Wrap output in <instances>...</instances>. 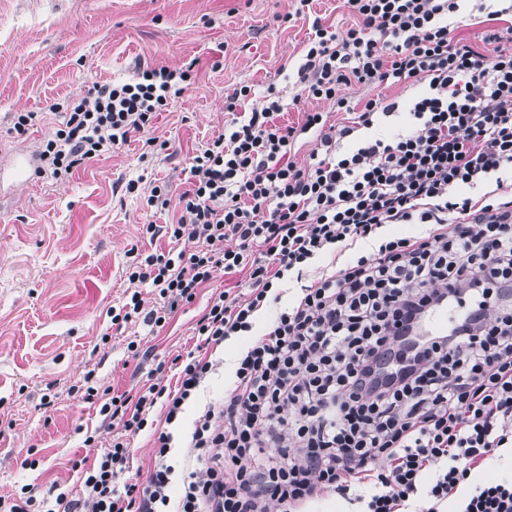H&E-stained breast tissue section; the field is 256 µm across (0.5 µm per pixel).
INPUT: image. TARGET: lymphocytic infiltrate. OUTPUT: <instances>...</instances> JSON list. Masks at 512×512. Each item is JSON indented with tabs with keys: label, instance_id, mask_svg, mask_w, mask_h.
<instances>
[{
	"label": "lymphocytic infiltrate",
	"instance_id": "obj_1",
	"mask_svg": "<svg viewBox=\"0 0 512 512\" xmlns=\"http://www.w3.org/2000/svg\"><path fill=\"white\" fill-rule=\"evenodd\" d=\"M348 2L344 30L313 20L294 75L301 95L335 102L343 121L307 112L277 124L284 107L273 97L242 117L252 88H234V117L191 157L189 188L150 189L148 207L181 215L146 225L172 246L133 252L131 293L112 323L164 328L220 269L244 274L246 293L212 290L194 349L172 361L175 385L158 378L115 395L87 372L80 391L98 404L104 433L84 439L94 455L73 464L78 489L0 495V512H302L357 486L365 512H512V479L481 476L512 447V5L481 0L494 28L474 47L449 23L461 0ZM190 79L146 68L54 104L62 120L40 173L69 175L149 134ZM422 80L405 133L355 139L399 100L355 105L343 87ZM405 224L426 232L398 234ZM368 240L371 253H355ZM319 260L317 279L283 302L287 276ZM273 303L280 311L257 326ZM447 306L457 310L447 328L425 334L426 318ZM240 336L249 342L227 397L200 403L225 342ZM147 429L153 461L140 481L130 439Z\"/></svg>",
	"mask_w": 512,
	"mask_h": 512
}]
</instances>
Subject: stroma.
I'll list each match as a JSON object with an SVG mask.
<instances>
[{"mask_svg":"<svg viewBox=\"0 0 512 512\" xmlns=\"http://www.w3.org/2000/svg\"><path fill=\"white\" fill-rule=\"evenodd\" d=\"M343 0H0V156L38 152L59 126L52 103L92 83L132 81L139 69L195 63L196 78L155 120L156 144L131 142L64 179L38 178L0 200V494L22 486L43 496L75 485L73 461L90 455L83 440L100 426L98 405L75 394L88 370L121 393L144 383L158 364L186 354L208 291H199L164 329L114 328L109 311L128 285L130 249H167L145 224L177 221L152 213L151 187H188L185 167L195 148L224 129L227 92L251 85L250 106L274 92L287 109L333 111L329 101L293 106L292 75L303 61L313 17L345 28ZM35 113L26 135L14 115ZM135 192H125L129 180ZM150 351L133 358L129 341ZM35 449L34 468L22 467Z\"/></svg>","mask_w":512,"mask_h":512,"instance_id":"obj_1","label":"stroma"}]
</instances>
